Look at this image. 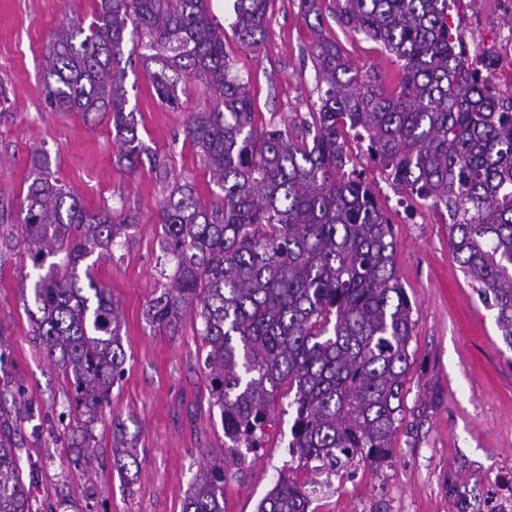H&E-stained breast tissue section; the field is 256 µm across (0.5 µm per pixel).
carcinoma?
<instances>
[{
  "label": "carcinoma",
  "instance_id": "obj_1",
  "mask_svg": "<svg viewBox=\"0 0 512 512\" xmlns=\"http://www.w3.org/2000/svg\"><path fill=\"white\" fill-rule=\"evenodd\" d=\"M271 0H234L232 31L255 49ZM336 22L379 43L400 65L389 93L314 30L317 101L312 140L258 127L249 82L231 74L209 0H100L88 29L58 28L45 85L59 109L108 112L119 160L133 170L145 145L126 111L124 55L138 54L159 99L194 73L217 100L189 116L186 135L220 189L207 209L194 188H174L160 209L164 258L174 263L144 311L175 334L197 311L198 332L224 438L237 453L258 434L283 387L293 393L289 453L301 461L362 455L385 461L403 412L412 307L395 264L392 223L371 188L348 173L345 138L366 145L398 194L448 213L450 246L503 343L512 349V105L462 61L448 33V0H335ZM21 213L33 267L59 257L33 286L31 335L56 359L74 392L70 416L82 443L124 372L121 314L79 261L112 252L121 224L90 213L51 182L47 156ZM10 426H0V512H32ZM121 470L136 464L122 428L112 432ZM223 460L207 462L184 493L183 512H224ZM305 486L279 479L257 512H308Z\"/></svg>",
  "mask_w": 512,
  "mask_h": 512
}]
</instances>
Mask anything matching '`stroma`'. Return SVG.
<instances>
[{"mask_svg":"<svg viewBox=\"0 0 512 512\" xmlns=\"http://www.w3.org/2000/svg\"><path fill=\"white\" fill-rule=\"evenodd\" d=\"M233 3L210 0L209 8L225 28L233 72L249 80L264 124L304 135L302 121L317 98L309 56L316 22L362 71L379 74L389 86L398 82L399 68L380 44L341 28L331 10L318 20L305 15L300 0H272L265 39L247 51L230 27ZM95 7L96 0H0V421L16 429L34 512H182L185 491L210 458L223 459L228 469L224 512H256L282 476L332 481L330 493L312 494V512H495L497 491L512 478V349L449 247L447 212L395 193L355 148V168L392 220L396 267L415 323L392 455L379 466L358 458L338 471L292 457L293 413L283 398L258 451L231 456L210 392L199 319L187 318L170 335L144 318L164 281L163 199L188 183L207 207L219 203V189L184 128L190 114L212 111L215 101L186 78L178 85V107H170L132 58L127 107L152 159L134 170L120 164L108 115L60 110L44 89L45 48L55 29L68 22L89 26ZM37 151L47 155L52 179L88 211L134 220L121 229L111 256L94 267L122 313L126 363L92 426L95 461L88 478L64 417L73 390L32 339L22 298L38 275L19 226ZM116 420L137 450V464L124 478L112 468Z\"/></svg>","mask_w":512,"mask_h":512,"instance_id":"35a3bbf8","label":"stroma"}]
</instances>
